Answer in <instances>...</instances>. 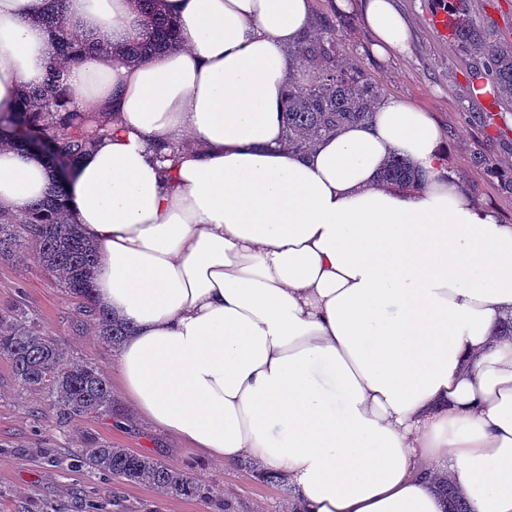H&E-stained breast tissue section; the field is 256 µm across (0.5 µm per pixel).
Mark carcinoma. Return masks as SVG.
Listing matches in <instances>:
<instances>
[{
    "label": "carcinoma",
    "mask_w": 512,
    "mask_h": 512,
    "mask_svg": "<svg viewBox=\"0 0 512 512\" xmlns=\"http://www.w3.org/2000/svg\"><path fill=\"white\" fill-rule=\"evenodd\" d=\"M63 2L47 0L45 12L37 18L54 41L46 78L39 85L21 86L15 110L0 113V136L11 134L23 147L31 134L52 141L71 169L69 177L62 179L53 157H43L51 173L46 196L21 213L0 207V260L21 255L35 259L75 301L72 332L90 328L101 343L115 348L132 327L97 306L92 272L98 246L83 236L67 209L69 178L79 159L110 134L111 117L78 111L63 87V76L83 49L118 54L130 63L165 54L177 45L176 25L163 12L161 0H137L142 13L140 31L114 43L72 31ZM447 7L452 12L453 44L473 60L467 83L479 92H493L497 102L511 107L512 39L498 37L474 18L469 0H448ZM340 33V25L325 17L291 50V58L305 71L301 77L291 74L286 89L284 146L290 152H307L338 128L368 120L379 100L376 77L340 53ZM379 179L386 186L410 188L419 182V174L410 161L394 154ZM0 355L9 361L12 377L21 389L44 395L57 426L66 428L83 419L109 421L117 427L130 421L116 404L112 386L99 367L68 359L59 337L28 324L14 309L0 310ZM74 457L81 467L112 476L122 485L151 488L165 498L209 503L217 498L214 488L169 465L160 452L118 448L88 433ZM433 487L446 512H471L448 474H436Z\"/></svg>",
    "instance_id": "obj_1"
}]
</instances>
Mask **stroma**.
<instances>
[{"label":"stroma","mask_w":512,"mask_h":512,"mask_svg":"<svg viewBox=\"0 0 512 512\" xmlns=\"http://www.w3.org/2000/svg\"><path fill=\"white\" fill-rule=\"evenodd\" d=\"M398 5L412 26L408 53L384 60L374 57L367 30L351 14L342 40L345 56L378 78L381 96L411 99L434 113L448 138V167L461 178L470 199L512 224V194L489 179L483 167L489 161L512 168V144L500 138L496 126L473 120L483 105L467 89L469 60L431 28L433 0H398ZM13 306L32 325L59 336L69 358L96 363L118 405H125L115 349L91 332L71 331L73 301L35 260L0 261V309ZM88 432L121 448L161 449L166 461L178 468L194 464L198 479L210 483L218 495L239 502L243 512H284L282 487L261 483L243 467H227L181 447L140 417H133L128 429L87 419L56 429L43 395L20 391L1 358L0 512H213L196 499H164L152 489L121 485L111 477L70 467L68 455Z\"/></svg>","instance_id":"1"}]
</instances>
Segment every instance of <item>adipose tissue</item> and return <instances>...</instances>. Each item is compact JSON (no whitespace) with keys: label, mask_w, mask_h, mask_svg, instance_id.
<instances>
[{"label":"adipose tissue","mask_w":512,"mask_h":512,"mask_svg":"<svg viewBox=\"0 0 512 512\" xmlns=\"http://www.w3.org/2000/svg\"><path fill=\"white\" fill-rule=\"evenodd\" d=\"M164 4L176 50L136 66L85 53L64 81L112 117L67 206L99 245L98 301L135 328L125 397L188 448L283 473L306 512H444L440 472L472 512H512V224L465 197L440 123L409 99L288 152L289 51L315 0ZM336 5L378 55L408 50L396 0ZM44 8L0 0V111L50 66ZM64 10L116 41L141 23L134 0ZM161 141L183 144L177 164ZM394 153L422 185L379 183ZM47 190L44 165L0 141V205Z\"/></svg>","instance_id":"adipose-tissue-1"}]
</instances>
